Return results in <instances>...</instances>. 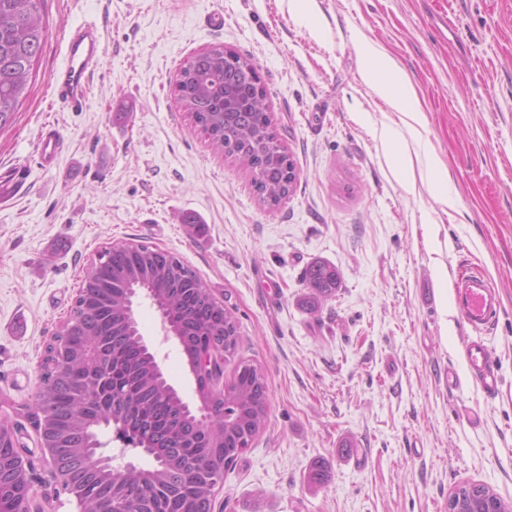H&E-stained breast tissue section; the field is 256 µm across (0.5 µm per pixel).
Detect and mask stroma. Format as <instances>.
<instances>
[{"mask_svg": "<svg viewBox=\"0 0 512 512\" xmlns=\"http://www.w3.org/2000/svg\"><path fill=\"white\" fill-rule=\"evenodd\" d=\"M42 11L35 84L0 134V167L29 172L0 210V418L36 447L40 363L89 263L144 244L193 268L235 316L225 379L242 361L267 378L266 427L212 512H448L466 482L512 502V0H44ZM214 12L222 30L204 24ZM82 20L102 25L104 55L85 110L69 112L50 75L66 26ZM214 46L258 66L297 174L277 206L212 151L173 93L185 61ZM370 48L412 82L420 132L364 79ZM47 124L65 140L51 168L36 152ZM437 159L452 212L434 196ZM315 261L341 284L311 311L303 273ZM462 267L501 294L492 400L448 387L449 372L466 373L467 329L448 299ZM136 319L195 401L150 301ZM316 469L323 483L310 482Z\"/></svg>", "mask_w": 512, "mask_h": 512, "instance_id": "obj_1", "label": "stroma"}]
</instances>
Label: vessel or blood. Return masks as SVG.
<instances>
[{
	"label": "vessel or blood",
	"mask_w": 512,
	"mask_h": 512,
	"mask_svg": "<svg viewBox=\"0 0 512 512\" xmlns=\"http://www.w3.org/2000/svg\"><path fill=\"white\" fill-rule=\"evenodd\" d=\"M103 35L94 22L71 25L63 44L64 62L52 74V87L58 102L72 112L84 111L91 79L100 66ZM37 150L45 166H54L63 150V138L53 125L41 130ZM25 191L20 171L0 169V208L12 204ZM453 308L469 333L460 342L466 377L449 374L448 385L460 387L470 381L487 398H495L502 385L497 354L490 334L501 311L500 291L481 270L459 273L451 288Z\"/></svg>",
	"instance_id": "1"
}]
</instances>
